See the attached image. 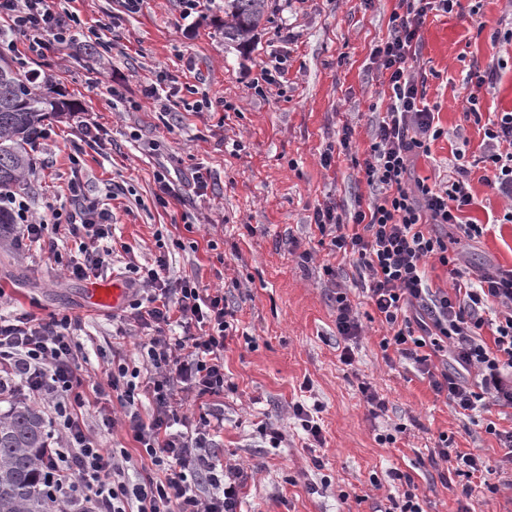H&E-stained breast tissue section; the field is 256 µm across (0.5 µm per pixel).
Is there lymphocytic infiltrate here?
<instances>
[{
    "instance_id": "f902f5d3",
    "label": "lymphocytic infiltrate",
    "mask_w": 512,
    "mask_h": 512,
    "mask_svg": "<svg viewBox=\"0 0 512 512\" xmlns=\"http://www.w3.org/2000/svg\"><path fill=\"white\" fill-rule=\"evenodd\" d=\"M71 2L0 0V20L12 33L0 40V54L14 52L17 39H24L20 65L28 79L40 78L38 59L83 34L103 40L99 29H84ZM461 7V0H399L385 37L371 52L390 90L389 102L363 158L354 162L370 195L350 212L320 206L313 221L332 251L352 257L367 272L368 298L390 329L382 347L413 360L433 390L468 417L491 404L512 409V267L469 271L436 227L457 225L470 240L483 236L482 225L461 221L473 203V169H484L489 185L512 200V111L489 114L481 154L453 152L447 186L411 179L414 158L429 153L443 130L410 64L428 14ZM103 42L108 50L116 46L111 39ZM71 163L74 209L51 202L37 209L8 189H0V207L22 226L24 240L43 248L68 275L87 280L100 277L112 262L106 244L112 214L85 195L79 156ZM62 237L74 241L73 253L61 254ZM434 262L447 267L453 292L430 287L426 268ZM137 282L148 289L145 299L130 304L132 319L145 331L139 348L146 366L117 362L109 375L117 400L130 410L127 428L144 461L136 476L128 474V450L102 447L81 413L86 390L84 354L76 339L83 329L80 316L0 314V383L46 409L62 440L44 460L60 498L85 501L89 512H240L247 472L218 467L210 418L194 421L183 410L184 396H220L229 389L224 342L234 329L235 312L225 306L223 290L210 294L188 279L171 285L162 256L154 267L141 269ZM487 327L493 332L489 343L482 339ZM428 346L447 351L454 371L438 370L424 352ZM143 395L153 404L147 420L134 411Z\"/></svg>"
}]
</instances>
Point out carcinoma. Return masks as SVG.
<instances>
[{
    "mask_svg": "<svg viewBox=\"0 0 512 512\" xmlns=\"http://www.w3.org/2000/svg\"><path fill=\"white\" fill-rule=\"evenodd\" d=\"M269 0H224V40L244 43L257 29ZM78 111L73 102L24 82L12 64L0 59V187L21 184L30 166L27 145L50 117ZM50 434L42 410L24 399L0 412V512H85L62 502L42 463Z\"/></svg>",
    "mask_w": 512,
    "mask_h": 512,
    "instance_id": "cac0c4a2",
    "label": "carcinoma"
}]
</instances>
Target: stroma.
Wrapping results in <instances>:
<instances>
[{
  "instance_id": "obj_1",
  "label": "stroma",
  "mask_w": 512,
  "mask_h": 512,
  "mask_svg": "<svg viewBox=\"0 0 512 512\" xmlns=\"http://www.w3.org/2000/svg\"><path fill=\"white\" fill-rule=\"evenodd\" d=\"M398 0H271L264 24L243 47L224 40V2L183 17L180 0H145L128 12L122 0H75L85 26L114 23L121 46L76 44L40 59L51 88L78 105L73 116L51 119L31 148L37 158L19 191L34 203H69L70 156L80 152L87 193L112 208L114 265L102 283L129 287L128 264L167 259L171 283L194 278L220 288L236 312V330L224 345V374L231 391L221 397L186 398L191 417H220L213 435L218 458L252 470L241 494V512H384L400 488L394 473L411 477L424 512H512V490L502 472L466 482L438 457L441 436L457 451L490 461L504 454L484 429L457 414L436 394L413 361L380 342L387 330L363 292L366 274L319 243L315 208L333 202L353 209L369 195L346 158L323 168L321 155L336 144L342 125L352 129L353 151L368 149L376 116L370 104L387 90L371 62ZM512 12L507 0H481L478 14L430 13L415 64L436 106L441 138L427 157L412 163L427 184L448 181L452 150L478 151L483 124L464 112L477 95L481 112L512 110V44L492 46L488 31ZM290 31L288 75L280 86L255 93L253 83L280 35ZM507 58L492 90L463 85L465 60L487 64ZM177 88L152 99L144 89L160 77ZM120 99H113V90ZM208 106L196 110L195 104ZM97 127L100 144L85 141L84 125ZM191 178L201 170L203 194L187 192L160 206L154 174L159 166ZM474 203L465 222L486 225L484 236L464 240L449 227L465 264L482 272L512 266V223L500 218L508 201L474 171ZM333 267L326 275L325 267ZM89 280L63 274L38 248L0 240V311L81 316L79 338L88 356L90 388L106 389L108 361L141 364L142 328L122 320L121 307L91 302ZM347 288L361 331L345 340L336 331V289ZM369 385L383 410L361 394ZM319 405L323 443L309 448L293 415L297 402ZM115 425L106 448H135L119 402L90 398L82 414L98 427L102 412ZM278 430L271 445L260 425ZM395 433L381 444L379 435ZM496 492H488V484Z\"/></svg>"
}]
</instances>
